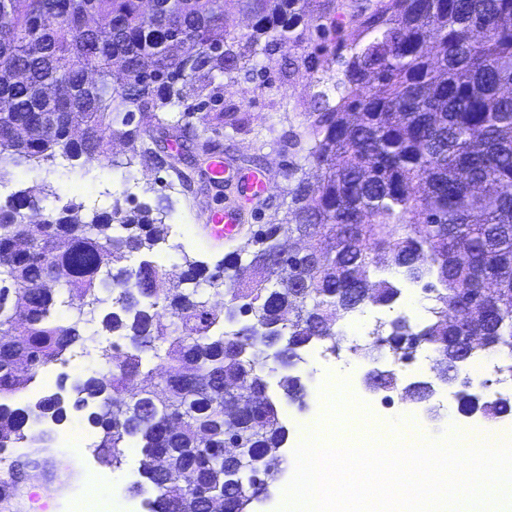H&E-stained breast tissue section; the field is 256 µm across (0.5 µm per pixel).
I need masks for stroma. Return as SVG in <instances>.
<instances>
[{"label": "stroma", "instance_id": "1", "mask_svg": "<svg viewBox=\"0 0 512 512\" xmlns=\"http://www.w3.org/2000/svg\"><path fill=\"white\" fill-rule=\"evenodd\" d=\"M314 47L308 43L296 44L285 40L274 45L270 56H257L253 75H236L223 79V102L226 112L234 114L240 129L215 128L198 124L200 140L209 141L213 151L254 161L268 166L271 192L267 202L255 215L246 217L239 233L223 244L208 241L202 226L207 206H220L232 196L228 188H216L204 179L207 159L200 149L186 151L178 169L158 164L145 154L142 142L119 145L115 148V163L85 164L79 161L56 159L40 165L11 164L0 181V200L31 187L49 186L50 195L39 205V215L58 211L62 206L75 202L85 208L111 209L114 203L132 207L146 202L164 211V221L169 227L165 243L156 248V259L164 268L179 269L184 258H192L207 267H215L225 254L244 245L254 231L263 224H282L288 218L290 191L298 179L317 181L319 171L302 156L292 154L282 143L286 132L305 135L314 110L313 96L316 86L309 76L298 74L292 80L283 79L280 62L308 55ZM425 295L420 285L403 288L402 294L391 307L366 306L363 312L347 317L341 324L347 333V350L339 356L324 355L325 345L315 341L301 348L300 361L291 367L303 387V401L296 404L286 400L279 386L281 370L274 362H266L263 374L267 382L266 394L274 400L282 414V421L289 432L308 418L321 412L319 388L328 368H335L339 377L349 379L355 397L366 398L382 404L387 419L421 417L420 428L427 435L441 437L449 430L481 429L487 422L476 416H466L460 411L457 388L436 382V369L432 362L436 355L431 346L420 347L413 368L396 365L389 352L371 357L350 353V346L368 343L367 333L374 329L376 319L395 316L412 318L413 311L424 305ZM85 338L70 346V367L51 364V392L60 394L68 412L66 419L54 421L45 417L30 422L27 438L15 447L0 453V480L8 478L10 463L20 455H33L39 461L37 470L31 471L28 480L12 491L9 499L0 501V512H68L73 498L85 487L89 457L79 445L69 442V434L85 432L100 437L101 431L89 421V415L98 411L99 400H90L87 408L76 411L71 404L76 396L74 385L86 375L100 370L99 349L107 342L100 322L94 321L83 328ZM396 370L403 383L418 380L435 381L432 401L440 408L437 420L425 418L421 405L403 399L401 392H375L364 387L362 380L373 370ZM48 444L49 452L37 453L36 448ZM141 454L137 440H130L120 467L102 465V478L108 491L131 503L135 512H144L143 495L136 491L141 482Z\"/></svg>", "mask_w": 512, "mask_h": 512}]
</instances>
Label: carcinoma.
Segmentation results:
<instances>
[{"mask_svg":"<svg viewBox=\"0 0 512 512\" xmlns=\"http://www.w3.org/2000/svg\"><path fill=\"white\" fill-rule=\"evenodd\" d=\"M229 8L252 18V33L226 29ZM285 35L321 39L288 62V76L303 68L334 80L335 96L315 93L308 142L284 135L321 179L291 191V223L261 226L214 270L187 258L172 280L153 260L165 240L159 208L88 213L71 203L34 236L27 210L45 188L0 203V449L26 439L31 419L65 413L54 395L6 402L26 387L14 356L34 372L56 361L116 283L118 310L101 320L112 336L102 371L76 391L108 392L89 419L112 464L141 440L155 490L147 512H248L268 492L288 430L265 393V352L286 340V370L351 310L397 300L376 268L424 283L434 305L425 338L393 321L365 352L387 346L407 358L426 344L461 382L459 356L491 349L506 354L496 373L512 377V0H161L153 13L143 0H0V161L111 162L113 144L147 125L186 136L195 111L219 103L216 78L255 71L249 62ZM295 234L310 257L283 253L280 237ZM131 253L142 260L127 276ZM205 286L227 297L224 315ZM474 335L492 337L491 348L463 343ZM279 386L303 397L293 376ZM479 408L502 417L512 401L479 405L461 393V411ZM228 446L246 450L236 469L224 462ZM189 462L199 487L183 495L164 470Z\"/></svg>","mask_w":512,"mask_h":512,"instance_id":"obj_1","label":"carcinoma"}]
</instances>
